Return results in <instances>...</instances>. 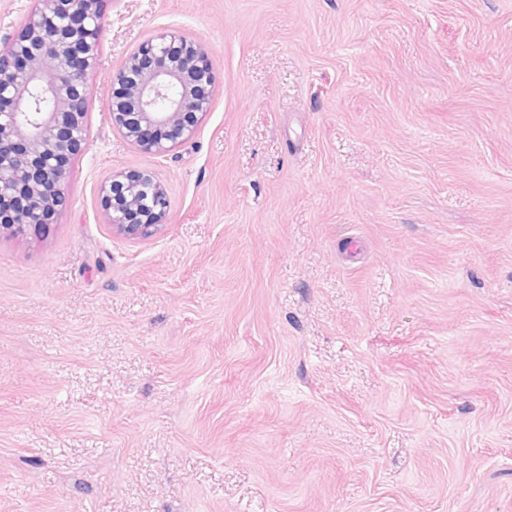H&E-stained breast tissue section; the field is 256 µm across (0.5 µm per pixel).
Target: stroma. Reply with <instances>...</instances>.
<instances>
[{
    "mask_svg": "<svg viewBox=\"0 0 512 512\" xmlns=\"http://www.w3.org/2000/svg\"><path fill=\"white\" fill-rule=\"evenodd\" d=\"M166 28L215 92L149 155L110 77ZM99 55L70 208L0 239V512H512V0H106ZM99 197L112 230L127 239H147L166 223L167 190L152 172L112 171L101 183Z\"/></svg>",
    "mask_w": 512,
    "mask_h": 512,
    "instance_id": "1",
    "label": "stroma"
}]
</instances>
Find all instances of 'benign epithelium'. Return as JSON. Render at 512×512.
<instances>
[{
	"mask_svg": "<svg viewBox=\"0 0 512 512\" xmlns=\"http://www.w3.org/2000/svg\"><path fill=\"white\" fill-rule=\"evenodd\" d=\"M103 0H36L0 41V238L43 236L69 206L71 160L88 147L87 76L98 66ZM204 47L174 31L142 41L112 72L109 121L138 150L162 155L191 139L213 102ZM40 92L47 107L27 112ZM112 230L131 240L166 223L167 190L149 171H114L99 187Z\"/></svg>",
	"mask_w": 512,
	"mask_h": 512,
	"instance_id": "benign-epithelium-1",
	"label": "benign epithelium"
}]
</instances>
